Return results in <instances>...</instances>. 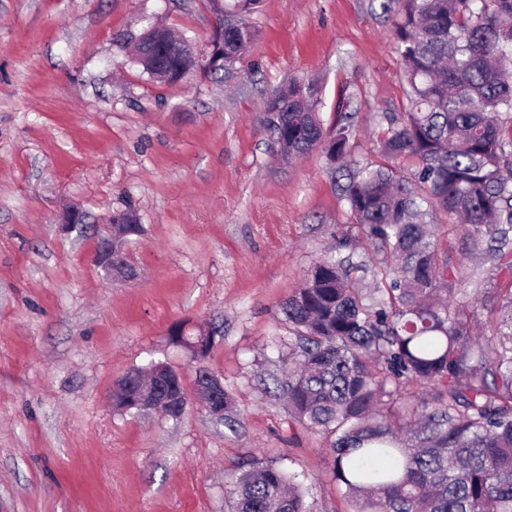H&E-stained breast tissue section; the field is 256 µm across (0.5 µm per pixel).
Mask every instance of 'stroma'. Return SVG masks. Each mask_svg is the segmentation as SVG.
<instances>
[{
  "mask_svg": "<svg viewBox=\"0 0 512 512\" xmlns=\"http://www.w3.org/2000/svg\"><path fill=\"white\" fill-rule=\"evenodd\" d=\"M146 17L198 45L214 22L209 0H0V512H230L252 460L304 473L315 512H350L330 438L269 376L292 340L280 303L353 219L322 151L274 154L262 102L320 78L325 124L354 113L355 157L380 164L372 115L408 90L392 19L378 0H262L243 67L168 85L121 43ZM127 210L138 276L111 280L93 255ZM177 323L213 331L234 428L194 400L177 420L113 410L152 362L192 384Z\"/></svg>",
  "mask_w": 512,
  "mask_h": 512,
  "instance_id": "1",
  "label": "stroma"
}]
</instances>
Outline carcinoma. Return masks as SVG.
Instances as JSON below:
<instances>
[{
  "mask_svg": "<svg viewBox=\"0 0 512 512\" xmlns=\"http://www.w3.org/2000/svg\"><path fill=\"white\" fill-rule=\"evenodd\" d=\"M224 63L235 67L255 39L248 20L260 0H223ZM172 31L147 26L128 33L153 80L174 84L198 68L191 48L163 55L148 48ZM393 35L408 84L400 112H385L377 138L384 162L352 159L350 116L327 132L322 87L290 78L263 100L273 146L284 158L325 150L354 223L376 259L367 301L352 273L367 266L348 229L305 274L281 312L294 337L273 378L292 415L333 437L332 471L353 512H512V0H404ZM443 212L460 223L453 243L427 221ZM490 265L506 276L495 289L490 335L454 297L461 269ZM135 266L121 256L112 275L128 279ZM202 354L213 333L184 338ZM118 382L112 406L139 414L154 401L165 417L182 416L179 374L164 363ZM434 386L427 400L407 385ZM200 389L224 401L232 426L233 394L206 372ZM232 512H313L298 474L254 462L231 482Z\"/></svg>",
  "mask_w": 512,
  "mask_h": 512,
  "instance_id": "carcinoma-1",
  "label": "carcinoma"
}]
</instances>
